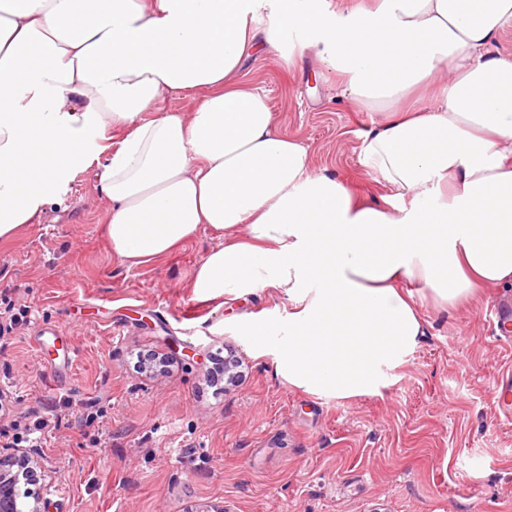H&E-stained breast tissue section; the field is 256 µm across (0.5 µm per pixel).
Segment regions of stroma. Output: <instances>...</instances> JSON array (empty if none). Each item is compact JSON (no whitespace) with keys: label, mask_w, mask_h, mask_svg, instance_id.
<instances>
[{"label":"stroma","mask_w":512,"mask_h":512,"mask_svg":"<svg viewBox=\"0 0 512 512\" xmlns=\"http://www.w3.org/2000/svg\"><path fill=\"white\" fill-rule=\"evenodd\" d=\"M243 73L314 171L368 201L390 195L358 160L362 133L386 115L343 97L317 49L291 69L250 59ZM108 211L89 168L0 241V296L23 315L0 336V390L12 392L10 418L55 417L33 451L46 512H512V420L494 404L512 343L494 339L491 315L512 284L455 308L423 303L420 347L383 395L316 396L288 386L275 354L235 328L287 317L276 291L194 299L193 271L218 237L202 230L131 266L109 246ZM71 347L75 363L55 380L50 361ZM230 348L243 382L214 389V361ZM139 351L166 356L168 373L135 372Z\"/></svg>","instance_id":"obj_1"}]
</instances>
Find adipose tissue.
<instances>
[{
	"label": "adipose tissue",
	"instance_id": "ef3b65f1",
	"mask_svg": "<svg viewBox=\"0 0 512 512\" xmlns=\"http://www.w3.org/2000/svg\"><path fill=\"white\" fill-rule=\"evenodd\" d=\"M509 28L512 0H0V239L105 156L113 254L136 265L203 228L224 236L194 296L277 290L287 318L239 331L275 351L279 375L319 396L382 395L425 334L416 298L452 308L512 281V61L491 55ZM311 46L343 96L390 113L359 162L392 207L314 172L240 77L247 58L290 66ZM421 87L426 107L402 114ZM181 95L197 98L191 118L155 115ZM110 124L126 130L111 154Z\"/></svg>",
	"mask_w": 512,
	"mask_h": 512
}]
</instances>
